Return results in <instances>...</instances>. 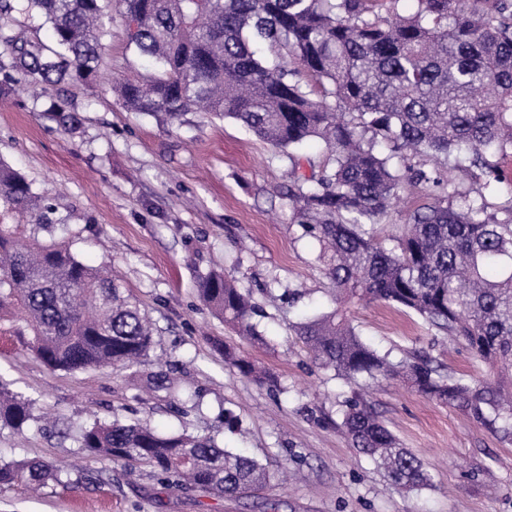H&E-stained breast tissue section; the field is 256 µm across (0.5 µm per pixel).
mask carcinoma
<instances>
[{
    "mask_svg": "<svg viewBox=\"0 0 512 512\" xmlns=\"http://www.w3.org/2000/svg\"><path fill=\"white\" fill-rule=\"evenodd\" d=\"M120 0L128 45L157 74L116 83L130 112L179 120L211 112L241 123L288 162L290 223L317 239L335 285L332 310L292 325L312 361L339 379H399L420 395L471 416L512 440V186L500 202L498 160L512 151V0ZM30 9L53 39L18 43L6 29ZM112 0H0V95L14 74L29 85L97 73ZM63 127L80 118L57 103ZM326 148L302 172L301 148ZM487 177L465 188L455 173ZM425 192L395 233L380 236L400 192ZM24 176L0 161V208L41 209ZM0 224V325L51 369L134 368L153 343L146 313L105 271L63 242L27 244ZM213 313L261 345L252 293L213 270L198 280ZM380 301L418 316L436 336L462 341L494 381L455 375L415 351L394 361L362 340L348 305ZM224 361L260 386L275 377L224 347ZM36 400L0 384V426L21 431ZM340 428L356 451L405 493L433 486L423 462L358 395L342 404ZM79 447L95 458L144 464L177 489L237 496L262 485L268 467L208 434H163L140 421L86 426ZM58 479L44 461L0 464V483Z\"/></svg>",
    "mask_w": 512,
    "mask_h": 512,
    "instance_id": "carcinoma-1",
    "label": "carcinoma"
}]
</instances>
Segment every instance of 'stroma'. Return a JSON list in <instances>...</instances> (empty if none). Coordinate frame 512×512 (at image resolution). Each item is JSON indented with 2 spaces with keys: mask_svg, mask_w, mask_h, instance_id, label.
Instances as JSON below:
<instances>
[{
  "mask_svg": "<svg viewBox=\"0 0 512 512\" xmlns=\"http://www.w3.org/2000/svg\"><path fill=\"white\" fill-rule=\"evenodd\" d=\"M109 30L94 87L50 83L35 95L19 83L0 101V160L51 206L54 228L42 241L111 265L152 321L154 344L135 374L67 372L0 334V382L37 401L23 434L0 429V463L39 459L58 471L40 488L0 485V512H512V440L404 386L382 378L349 386L310 361L291 325L332 309V283L316 260L318 242L290 221L278 152L230 119L192 112L172 123L127 111L113 83L152 76L156 66L129 47L120 11ZM55 101L80 113L78 129L48 116ZM215 268L252 291L269 346L239 337L200 299L197 281ZM290 289L301 294L292 307L280 301ZM350 317L394 357L420 350L457 374L489 372L464 343L435 337L415 315L371 303L352 306ZM218 342L264 366L277 386L242 377L214 351ZM168 369L181 399L136 379ZM355 390L423 461L432 488L402 494L350 446L336 424ZM97 419L209 433L250 448L273 477L261 491L222 499L172 488L147 466L131 475L79 449L78 429Z\"/></svg>",
  "mask_w": 512,
  "mask_h": 512,
  "instance_id": "stroma-1",
  "label": "stroma"
}]
</instances>
